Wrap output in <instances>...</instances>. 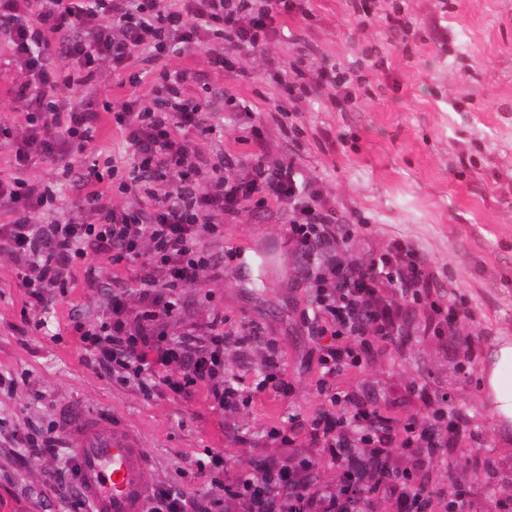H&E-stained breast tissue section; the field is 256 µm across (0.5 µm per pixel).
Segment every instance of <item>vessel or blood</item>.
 I'll return each mask as SVG.
<instances>
[{"instance_id":"1","label":"vessel or blood","mask_w":512,"mask_h":512,"mask_svg":"<svg viewBox=\"0 0 512 512\" xmlns=\"http://www.w3.org/2000/svg\"><path fill=\"white\" fill-rule=\"evenodd\" d=\"M61 424L88 512H143L148 460L127 429L79 406L65 409Z\"/></svg>"}]
</instances>
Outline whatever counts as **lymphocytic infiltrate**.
Masks as SVG:
<instances>
[{
	"label": "lymphocytic infiltrate",
	"instance_id": "f902f5d3",
	"mask_svg": "<svg viewBox=\"0 0 512 512\" xmlns=\"http://www.w3.org/2000/svg\"><path fill=\"white\" fill-rule=\"evenodd\" d=\"M298 15L311 17L310 0H174L165 8L160 0H0V33L22 74L11 100L24 112L21 130L0 123L17 172L0 178V204L15 214L0 224V253L16 265L21 287L37 306L46 289L68 287L77 266L94 286L90 258L139 266L136 295L113 278L111 317L82 329L87 367L120 382L138 381L148 392L157 388V366L170 362L185 370L175 384L181 392L222 371L225 350L260 341V329L227 328L216 314L169 338L159 325L177 309L172 293L198 286L214 270L208 244L223 237L241 208L285 206L295 215L288 241L300 259L295 275L308 289L305 319L321 340L318 392L326 403L306 424V440L339 464L341 483L318 484L311 457L293 450V430L273 429L269 438L288 455L235 470L221 451L210 452L196 466L212 474L221 497L201 502L180 488L159 489L149 512H224L229 505L235 512H372L381 495L392 499L395 512H432V493L417 487L413 470L398 467L397 456L405 451L422 464L440 449L456 448L469 430L466 416L441 405L425 419L397 423L373 401L334 385L344 371L363 364L372 341H403L409 309L422 311L428 335L442 341L454 335L464 309L442 290L414 243L396 238L368 258L348 256L356 225L342 220L316 184L302 178L295 160L268 163L264 133L255 124L242 137L252 146L250 155L224 152L208 181H201L203 159L184 134L201 128L202 104L184 92L186 70L163 68L151 99L124 96L100 111L58 93L89 85L105 66L127 72L132 59L150 66L199 48L211 71L234 72ZM268 76L292 100L324 83L343 102L353 100L349 71L325 57L297 59L288 71L273 61ZM106 115L133 162L119 188L146 184L147 206L118 207L91 190L86 201L93 223L51 218L54 191L27 178L26 170L41 157L71 171L74 151L96 141ZM367 455L376 460L369 484L358 474Z\"/></svg>",
	"mask_w": 512,
	"mask_h": 512
}]
</instances>
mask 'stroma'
Returning <instances> with one entry per match:
<instances>
[{
  "label": "stroma",
  "mask_w": 512,
  "mask_h": 512,
  "mask_svg": "<svg viewBox=\"0 0 512 512\" xmlns=\"http://www.w3.org/2000/svg\"><path fill=\"white\" fill-rule=\"evenodd\" d=\"M396 1L409 33L380 18L353 29L349 0H311L312 18L290 21L264 55L243 58L241 72L214 74L200 50L169 57L166 64L188 69V95L209 102L204 120L213 133L186 134L206 161L235 147L248 153L235 139L247 119L262 123L269 161L294 158L339 215L366 218L369 229L353 241V254L408 239L443 288L468 300L471 314L458 331L479 342L474 375L458 373L453 355L424 334L423 317L415 311L401 346L374 343L371 358L345 372L337 385L372 398L397 422L427 413L415 387L447 396L449 410L468 417L473 434L451 454L428 461L422 483L435 494L452 479L475 484L486 512H496L498 500L512 498V481L475 482L465 460L473 454L512 460V423L494 410L487 382L494 352L512 344V0ZM366 49L373 65L361 62ZM302 53L361 67L351 104L328 86L285 101L302 130L295 138L275 119L272 107L282 92L267 76L266 60L274 58L286 69ZM119 81L107 70L92 85L62 95L95 109L121 94L153 96L152 77L134 87ZM228 95L244 102L249 117L225 111ZM108 157L122 168L130 164L107 126L74 153L71 175L48 159L35 161L26 175L55 191L57 218L87 220L91 213L78 181L93 161ZM287 225L278 209H244L225 225L223 240L210 246L223 275L173 293L181 309L167 322L169 336L219 313L230 327L255 326L276 341L289 383L283 396L257 390L264 344L225 352L224 378H242L256 393L251 404L233 413L214 406L208 379L188 394L163 386L149 396L136 383L86 367L78 329L109 315L116 273L107 260L95 262L96 287L80 278L72 288L48 289L36 308L18 288L14 265L0 255V512H69L67 489L47 485L44 475L65 467L71 449L60 445L54 453L28 458L12 438L53 427L69 404L129 430L150 460L145 478L153 490L178 486L208 499L220 489L193 466L207 450L222 451L238 470L252 459L278 454L268 431L287 426L292 417L309 419L325 405L316 391L318 342L303 324L307 290L294 276L299 259L288 243Z\"/></svg>",
  "instance_id": "1"
}]
</instances>
